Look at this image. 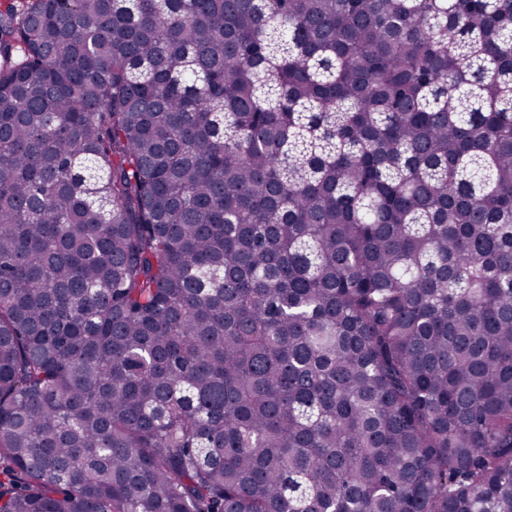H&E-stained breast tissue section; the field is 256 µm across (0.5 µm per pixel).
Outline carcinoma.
<instances>
[{"instance_id": "1", "label": "carcinoma", "mask_w": 512, "mask_h": 512, "mask_svg": "<svg viewBox=\"0 0 512 512\" xmlns=\"http://www.w3.org/2000/svg\"><path fill=\"white\" fill-rule=\"evenodd\" d=\"M0 512H512V0L0 4Z\"/></svg>"}]
</instances>
